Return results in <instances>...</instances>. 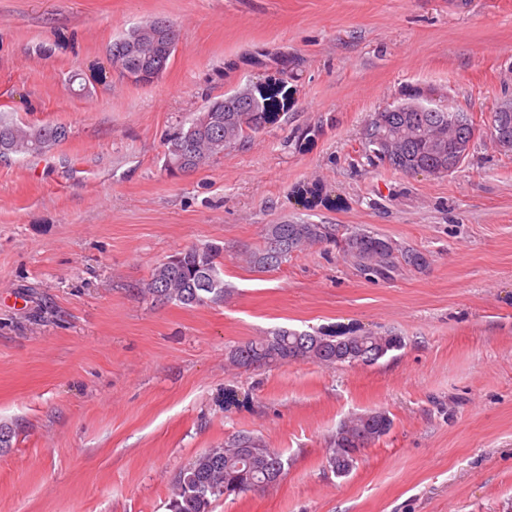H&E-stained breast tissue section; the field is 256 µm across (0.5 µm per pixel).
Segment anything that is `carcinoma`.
<instances>
[{
	"mask_svg": "<svg viewBox=\"0 0 512 512\" xmlns=\"http://www.w3.org/2000/svg\"><path fill=\"white\" fill-rule=\"evenodd\" d=\"M152 23L137 25L123 37L138 52L152 57L157 38ZM235 111H224V100L207 103L187 122L174 129L164 142V158L169 169L190 171L211 158L239 145L260 126L267 124L279 108L277 92L257 98L238 99ZM387 121L376 125L377 114L366 126L386 141L384 154L377 156L365 147L367 156L402 173L448 175L454 153L470 149L473 137L448 124L446 112H386ZM68 136L66 127L53 123L20 125L0 120V150L11 156L42 155ZM264 247L253 256L260 268H267V255L273 242L284 239L287 248L281 258L308 245L333 242L344 256L362 271L387 277L400 264L423 269L426 255L414 249H401L392 241L365 229H356L340 239L330 224H270L265 229ZM176 261L158 264L143 292L156 301H177L186 306L224 301L226 287L221 278L218 249L190 247L174 255ZM402 347L401 338L391 334H353L342 339L320 332L280 329L269 336L245 341L229 350V358L240 368L281 365L311 360L327 366L355 365L369 355L386 356ZM392 420L383 410H370L341 425L326 455L327 467L342 477L356 468L366 447L385 436ZM283 453L253 435H237L224 446L208 448L192 458L175 480L169 512H212V502L231 494L258 491L280 483L287 474Z\"/></svg>",
	"mask_w": 512,
	"mask_h": 512,
	"instance_id": "obj_1",
	"label": "carcinoma"
}]
</instances>
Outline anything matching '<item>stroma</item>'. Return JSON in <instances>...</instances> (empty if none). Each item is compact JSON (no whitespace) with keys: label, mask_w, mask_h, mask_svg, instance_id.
<instances>
[{"label":"stroma","mask_w":512,"mask_h":512,"mask_svg":"<svg viewBox=\"0 0 512 512\" xmlns=\"http://www.w3.org/2000/svg\"><path fill=\"white\" fill-rule=\"evenodd\" d=\"M155 18L177 50L135 84L106 49ZM244 87L280 88L275 120L169 171L166 134ZM415 91L480 128L448 176L364 154L368 115ZM507 99L512 0H0V118L69 130L0 162V512H169L180 470L239 433L288 473L212 512H512V152L488 131ZM285 222L365 229L430 265L376 277L334 244L248 263ZM193 245L220 249L223 301L144 295ZM279 327L403 346L372 365L230 364ZM371 409L389 433L334 475L332 437Z\"/></svg>","instance_id":"1"}]
</instances>
